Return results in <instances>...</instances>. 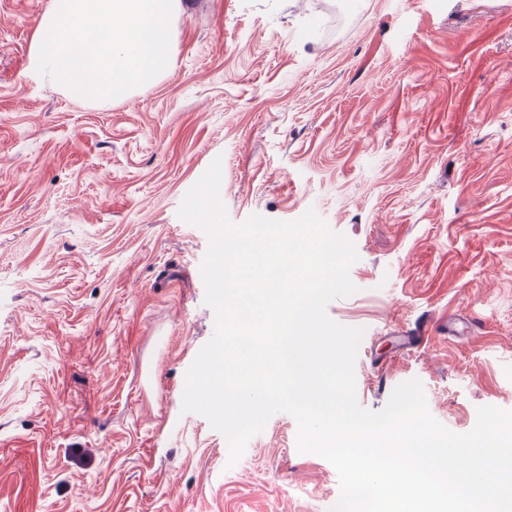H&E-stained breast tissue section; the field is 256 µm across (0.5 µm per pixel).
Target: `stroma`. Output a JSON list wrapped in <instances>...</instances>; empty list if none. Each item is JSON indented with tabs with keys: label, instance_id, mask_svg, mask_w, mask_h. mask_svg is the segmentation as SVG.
<instances>
[{
	"label": "stroma",
	"instance_id": "stroma-1",
	"mask_svg": "<svg viewBox=\"0 0 512 512\" xmlns=\"http://www.w3.org/2000/svg\"><path fill=\"white\" fill-rule=\"evenodd\" d=\"M50 5L0 0V512L337 503L290 414L232 465L182 410L215 315L178 210L217 159L233 222L353 242L327 313L364 331L361 407L416 378L453 432L512 410V0H182L169 69L106 107L37 73Z\"/></svg>",
	"mask_w": 512,
	"mask_h": 512
}]
</instances>
